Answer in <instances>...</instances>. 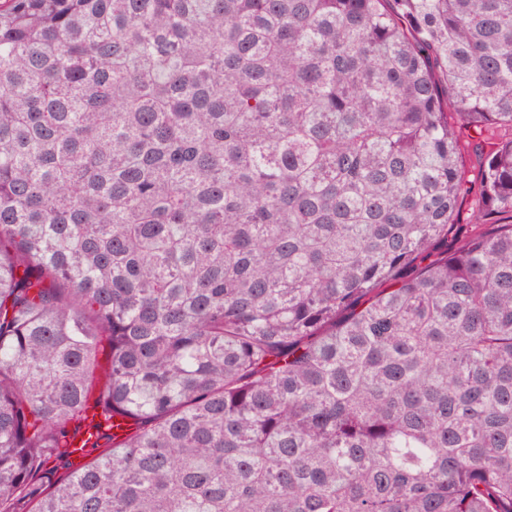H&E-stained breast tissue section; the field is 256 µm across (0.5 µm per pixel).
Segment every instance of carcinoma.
<instances>
[{"instance_id":"carcinoma-1","label":"carcinoma","mask_w":512,"mask_h":512,"mask_svg":"<svg viewBox=\"0 0 512 512\" xmlns=\"http://www.w3.org/2000/svg\"><path fill=\"white\" fill-rule=\"evenodd\" d=\"M19 500L512 512V0H0Z\"/></svg>"}]
</instances>
